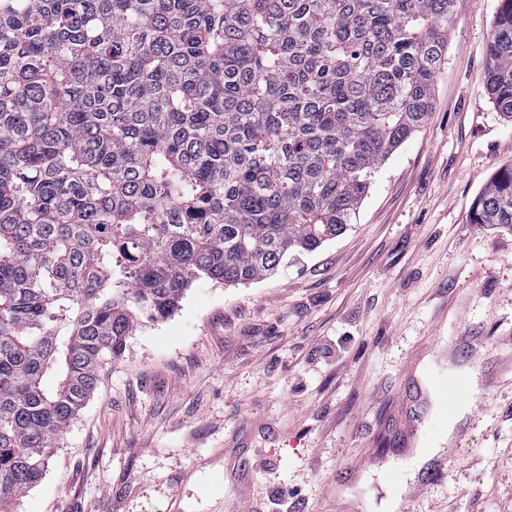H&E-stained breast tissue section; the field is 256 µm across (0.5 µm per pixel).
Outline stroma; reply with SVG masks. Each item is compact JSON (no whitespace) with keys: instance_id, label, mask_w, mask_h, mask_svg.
Returning <instances> with one entry per match:
<instances>
[{"instance_id":"obj_1","label":"stroma","mask_w":512,"mask_h":512,"mask_svg":"<svg viewBox=\"0 0 512 512\" xmlns=\"http://www.w3.org/2000/svg\"><path fill=\"white\" fill-rule=\"evenodd\" d=\"M498 5L454 0L433 109L355 224L138 327L17 512H512V232L468 221L512 163ZM455 368L477 385L431 478L413 458ZM488 45L487 87L497 111L512 121V0H500Z\"/></svg>"}]
</instances>
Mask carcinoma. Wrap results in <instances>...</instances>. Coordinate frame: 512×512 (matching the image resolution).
<instances>
[{"label": "carcinoma", "mask_w": 512, "mask_h": 512, "mask_svg": "<svg viewBox=\"0 0 512 512\" xmlns=\"http://www.w3.org/2000/svg\"><path fill=\"white\" fill-rule=\"evenodd\" d=\"M453 4L0 0V512L139 325L356 221L432 111ZM487 87L512 119V0ZM469 222L512 230V164Z\"/></svg>", "instance_id": "carcinoma-1"}]
</instances>
